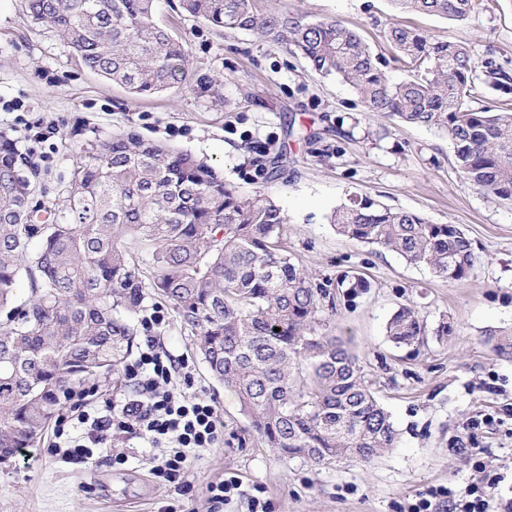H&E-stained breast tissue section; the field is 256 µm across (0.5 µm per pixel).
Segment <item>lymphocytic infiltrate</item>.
<instances>
[{"label": "lymphocytic infiltrate", "instance_id": "1", "mask_svg": "<svg viewBox=\"0 0 512 512\" xmlns=\"http://www.w3.org/2000/svg\"><path fill=\"white\" fill-rule=\"evenodd\" d=\"M162 307L152 306L143 314L140 326L144 346L136 360L125 366V377L136 385L135 391L95 405L79 397V409L58 415L54 449H68L70 456L87 463L94 450L114 437L143 440L163 454L148 460L151 475L169 482L179 480L188 470L191 450L214 448L223 436L224 421L216 406L200 396L175 398L169 386L175 374L188 366L185 359L175 358L160 350L158 333L165 322ZM84 425L88 428L87 443L74 440L69 429ZM504 477L486 475L464 488L439 487L428 497L408 504L406 512H512V497L498 496L497 489Z\"/></svg>", "mask_w": 512, "mask_h": 512}]
</instances>
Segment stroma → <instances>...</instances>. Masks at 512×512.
I'll list each match as a JSON object with an SVG mask.
<instances>
[{
  "mask_svg": "<svg viewBox=\"0 0 512 512\" xmlns=\"http://www.w3.org/2000/svg\"><path fill=\"white\" fill-rule=\"evenodd\" d=\"M256 11L333 18L356 30L391 82L408 71L384 38L399 23L435 39L469 46L480 95L494 105L500 90L489 68L512 73V0H483L467 21L393 11L388 0H255ZM157 18L182 36L190 54L184 84L131 98L122 86L85 69L45 28L30 23L25 0H0V131L31 151L48 173L45 205L58 201L89 141L135 131L141 138L192 153L219 169L242 193H268L288 217L284 242L292 258L320 279L362 276L357 293L336 291L335 313L320 333L358 355L399 443L370 461L321 466L278 456L252 432L233 393L208 373L191 333L169 313L160 347L187 359L190 379L176 391L210 398L224 419L218 447L191 452L185 484L150 475L153 449L141 440L95 451L92 463L48 453L53 434L0 462V512H248L261 496L270 512H402L430 488H460L474 476L464 441L484 449L489 470L512 488V357L498 337L512 336V204L465 184L446 134L368 112L341 80L315 72L259 35L218 31L172 12L158 0ZM221 85H212V78ZM414 212L434 224L458 225L471 239L470 277L451 283L398 254L339 236L329 217L352 193ZM415 304L429 334L420 348L399 347L385 331L400 305ZM449 335H437L440 323ZM490 413L500 423L472 429ZM128 461L116 466L112 458ZM236 475L243 496L215 507L209 483Z\"/></svg>",
  "mask_w": 512,
  "mask_h": 512,
  "instance_id": "35a3bbf8",
  "label": "stroma"
}]
</instances>
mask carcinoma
<instances>
[{
  "label": "carcinoma",
  "instance_id": "cac0c4a2",
  "mask_svg": "<svg viewBox=\"0 0 512 512\" xmlns=\"http://www.w3.org/2000/svg\"><path fill=\"white\" fill-rule=\"evenodd\" d=\"M390 2L465 20L483 0ZM177 8L300 54L348 84L371 112L444 132L463 180L512 200V101L472 106L475 62L465 45L391 25L385 38L410 67L406 80L392 83L361 36L333 18L259 14L254 0H178ZM26 11L133 97L187 78L186 42L156 19L154 0H26ZM39 182L29 153L0 132V460L36 446L74 394L126 361L145 288L172 304L210 375L235 392L260 441L278 454L330 464L397 446L358 357L336 337L315 335L334 298L288 256L287 216L267 194L245 195L192 154L133 131L83 149L47 223L37 221ZM333 223L350 240L450 281L467 280L475 262L457 225L432 224L367 194L350 197ZM131 237L154 246L149 259L128 250ZM22 280L30 296L20 303ZM426 332L412 304L386 325L399 346L422 342Z\"/></svg>",
  "mask_w": 512,
  "mask_h": 512
}]
</instances>
